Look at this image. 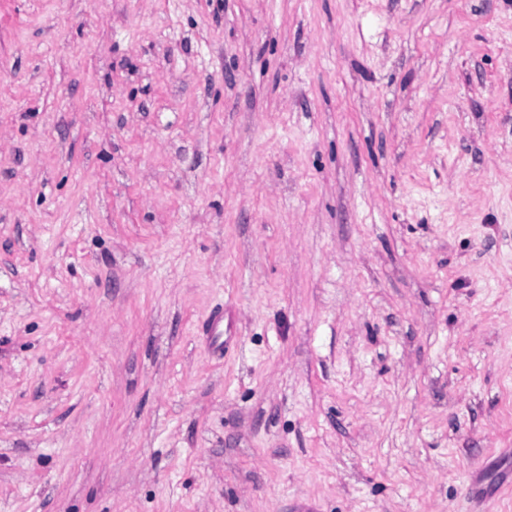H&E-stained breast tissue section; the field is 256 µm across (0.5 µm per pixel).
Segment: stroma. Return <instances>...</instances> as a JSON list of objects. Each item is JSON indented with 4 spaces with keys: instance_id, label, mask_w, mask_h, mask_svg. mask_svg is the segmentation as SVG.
I'll list each match as a JSON object with an SVG mask.
<instances>
[{
    "instance_id": "obj_1",
    "label": "stroma",
    "mask_w": 512,
    "mask_h": 512,
    "mask_svg": "<svg viewBox=\"0 0 512 512\" xmlns=\"http://www.w3.org/2000/svg\"><path fill=\"white\" fill-rule=\"evenodd\" d=\"M0 512H512V0H0Z\"/></svg>"
}]
</instances>
